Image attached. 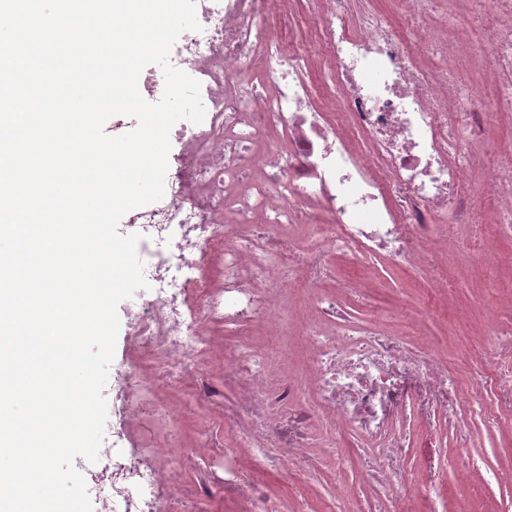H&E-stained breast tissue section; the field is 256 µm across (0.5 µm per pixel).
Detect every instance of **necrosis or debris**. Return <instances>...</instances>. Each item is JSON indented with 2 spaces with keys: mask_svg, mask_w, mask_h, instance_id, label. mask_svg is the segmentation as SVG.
<instances>
[{
  "mask_svg": "<svg viewBox=\"0 0 512 512\" xmlns=\"http://www.w3.org/2000/svg\"><path fill=\"white\" fill-rule=\"evenodd\" d=\"M290 5L196 0L200 28L181 34L170 59L200 82L205 119L172 127L176 171L163 198L117 226L140 235L150 288L127 334L157 359L152 376L128 370L117 386L150 401L174 436L178 410L151 401L153 389L180 387L223 324L224 378L236 386L224 407V493L240 512H274L242 469L244 453L305 473L314 427L337 464L352 456L349 437L372 449L370 485L391 482L413 455L433 470L439 440L415 443L407 423L461 427L462 385L449 383L437 343L347 320L322 279L340 260L363 272L341 280L348 292L372 287L382 265L453 256L496 267L505 258L481 230L512 237V151L487 146L490 124L512 121V0H402L396 22L370 0H308L304 41L271 24ZM479 18L488 25L477 60L464 34ZM296 288L313 302L299 336L310 365L282 378L246 333L286 327L281 300ZM488 336L498 366L481 383L497 398L470 410L502 423L512 419V310L496 314ZM162 451L105 447L83 471L95 512L175 506L148 464Z\"/></svg>",
  "mask_w": 512,
  "mask_h": 512,
  "instance_id": "1",
  "label": "necrosis or debris"
}]
</instances>
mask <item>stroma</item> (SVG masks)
<instances>
[{"label":"stroma","mask_w":512,"mask_h":512,"mask_svg":"<svg viewBox=\"0 0 512 512\" xmlns=\"http://www.w3.org/2000/svg\"><path fill=\"white\" fill-rule=\"evenodd\" d=\"M431 267L414 270L381 269L382 285L370 292L369 307L342 298L352 319L382 325L408 315L423 320L428 335L442 342L439 358L449 379L463 382L465 395L475 388L470 381L478 372H492L497 358L486 347V320L501 307H512V274L487 278L477 264L455 262L451 284L456 305L429 299L427 278ZM212 349L202 358L201 372L188 377L179 396L186 412L177 432L178 448L154 458L163 475L176 479L184 512H228L224 501V329H213ZM467 447H447L436 467L435 485L447 512L466 505L469 512H512V428L476 417L468 422ZM206 447H198L199 439ZM306 477L277 472L262 461H249L255 480L277 500L280 512H375L392 501L410 498V512H426L417 485L418 461H411L404 482L379 491L362 485L357 468H337L328 449L308 450Z\"/></svg>","instance_id":"obj_1"}]
</instances>
